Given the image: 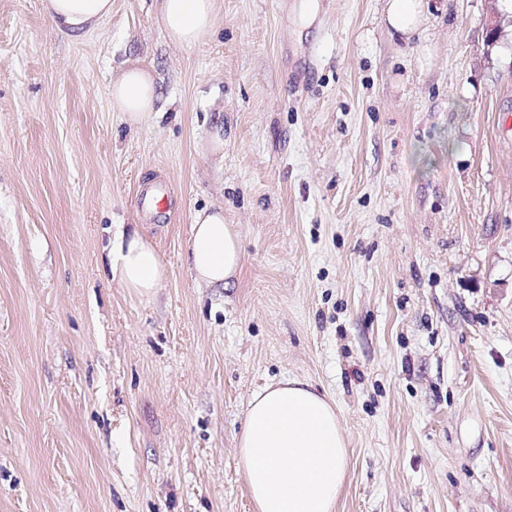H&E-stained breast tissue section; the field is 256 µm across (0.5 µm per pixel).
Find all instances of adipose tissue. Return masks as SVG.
Returning <instances> with one entry per match:
<instances>
[{"mask_svg":"<svg viewBox=\"0 0 512 512\" xmlns=\"http://www.w3.org/2000/svg\"><path fill=\"white\" fill-rule=\"evenodd\" d=\"M216 0H161L158 23L167 41L191 48L215 24ZM44 13L66 36L95 29L112 14V0H43ZM423 0H387L385 21L409 37L424 21ZM113 111L139 125L156 115L159 95L152 73L130 66L109 88ZM188 249L196 281L223 285L243 260L240 234L219 209L196 212ZM111 270L126 288L151 295L166 276L154 248L140 234L118 233L109 253ZM237 466L256 512H335L347 480L348 448L333 402L289 379L252 395L237 436Z\"/></svg>","mask_w":512,"mask_h":512,"instance_id":"ef3b65f1","label":"adipose tissue"}]
</instances>
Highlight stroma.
Instances as JSON below:
<instances>
[{
	"mask_svg": "<svg viewBox=\"0 0 512 512\" xmlns=\"http://www.w3.org/2000/svg\"><path fill=\"white\" fill-rule=\"evenodd\" d=\"M300 3L217 0L177 49L159 0L73 38L0 0V512H254L235 438L288 379L336 404V512H512V0H425L408 41L385 0ZM128 64L163 101L137 127ZM207 206L244 245L221 288L188 260ZM119 229L151 296L109 273ZM109 100L112 110L123 112L125 121L130 125H139L159 113L154 77L150 71L140 67H126L112 80ZM137 200L141 209L164 213L171 207L173 197L169 189L153 186L149 190L141 191ZM112 270L126 288L140 296H150L166 277V268L154 248L135 232H119L109 253Z\"/></svg>",
	"mask_w": 512,
	"mask_h": 512,
	"instance_id": "1",
	"label": "stroma"
}]
</instances>
